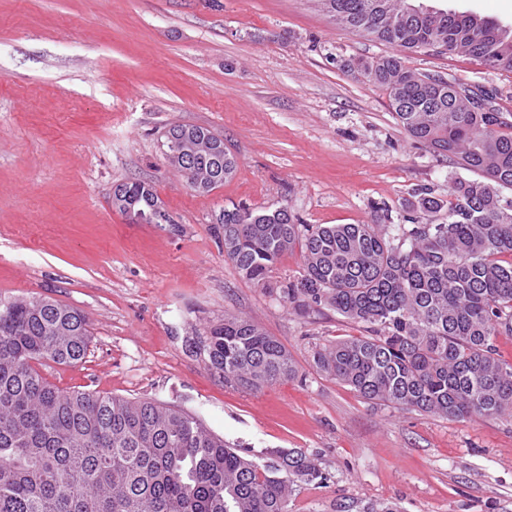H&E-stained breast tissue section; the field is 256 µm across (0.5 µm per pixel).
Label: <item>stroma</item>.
Masks as SVG:
<instances>
[{
  "label": "stroma",
  "instance_id": "stroma-1",
  "mask_svg": "<svg viewBox=\"0 0 512 512\" xmlns=\"http://www.w3.org/2000/svg\"><path fill=\"white\" fill-rule=\"evenodd\" d=\"M512 28V0H419ZM391 45L337 25L318 0H0V298L82 311L85 359L42 375L65 391L169 403L267 464L314 458L290 512L393 501L402 512H512V418L450 421L364 400L318 373L313 348L366 333L326 307L297 311L242 279L216 217L236 203L298 224H399L416 189L448 198L457 159L415 143L386 91L346 61ZM415 72L492 90L512 113V74L465 54L418 52ZM175 124L223 136L239 168L190 189L163 143ZM154 186L168 224L113 208V188ZM258 323L296 378L260 391L208 368L207 326Z\"/></svg>",
  "mask_w": 512,
  "mask_h": 512
}]
</instances>
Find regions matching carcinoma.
Masks as SVG:
<instances>
[{"label": "carcinoma", "instance_id": "obj_1", "mask_svg": "<svg viewBox=\"0 0 512 512\" xmlns=\"http://www.w3.org/2000/svg\"><path fill=\"white\" fill-rule=\"evenodd\" d=\"M336 21L398 48L346 67L388 94L397 123L440 157L479 175L449 177L443 202L423 189L410 225L296 224L288 210L226 207L216 219L224 258L293 309L328 306L370 335L317 345L316 368L368 402L448 420L512 416V364L495 344L512 335V122L489 92L413 73L421 51L464 53L512 73V32L470 15L413 12L409 0H322ZM169 163L194 191L232 178L238 162L211 130L174 125ZM112 207L153 223L154 186L137 180ZM300 246L302 270L277 286L280 258ZM90 324L48 298L0 299V512H289L293 487L324 481L315 459L276 450L259 465L194 414L152 401L66 392L39 371L83 361ZM208 367L236 388L294 378L277 338L226 316L206 336Z\"/></svg>", "mask_w": 512, "mask_h": 512}]
</instances>
